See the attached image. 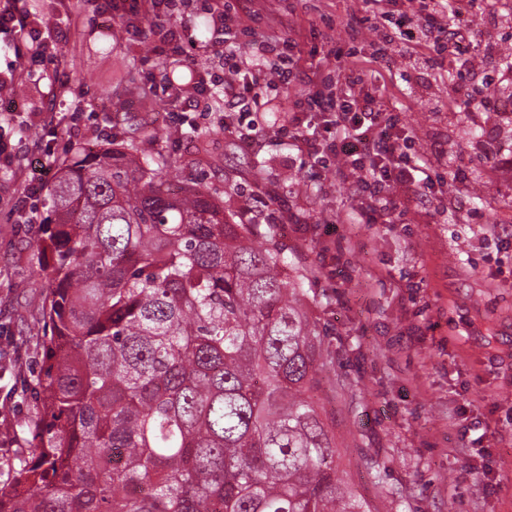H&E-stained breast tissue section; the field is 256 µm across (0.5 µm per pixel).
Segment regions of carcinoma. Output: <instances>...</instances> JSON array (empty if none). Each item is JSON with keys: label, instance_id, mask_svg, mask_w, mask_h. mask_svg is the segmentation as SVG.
Returning a JSON list of instances; mask_svg holds the SVG:
<instances>
[{"label": "carcinoma", "instance_id": "cac0c4a2", "mask_svg": "<svg viewBox=\"0 0 512 512\" xmlns=\"http://www.w3.org/2000/svg\"><path fill=\"white\" fill-rule=\"evenodd\" d=\"M115 128L49 189L42 427L0 512H377L336 475L307 275L209 190L170 191L159 132Z\"/></svg>", "mask_w": 512, "mask_h": 512}]
</instances>
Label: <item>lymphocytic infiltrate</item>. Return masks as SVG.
Segmentation results:
<instances>
[{
    "mask_svg": "<svg viewBox=\"0 0 512 512\" xmlns=\"http://www.w3.org/2000/svg\"><path fill=\"white\" fill-rule=\"evenodd\" d=\"M447 15L448 0H434L426 16V37L435 47H456L454 64L471 67L472 60L464 47L475 40L478 28L447 22ZM210 19L214 29L225 34L224 52L228 58L225 94L245 101L259 68L268 72L271 86L290 83L299 64L298 38L270 34L265 40L253 43L250 59L243 60L236 52L242 21L231 0H215L210 7ZM42 28V20L26 8L24 0H0V34L18 39L36 60L52 56L56 49L55 44L41 38ZM307 79L315 90L300 99L297 106L303 112L319 116L322 124L307 125L298 131L297 140L316 166L327 167L335 158L346 161L359 173L354 184L357 195L374 201V212L379 218H392L401 203L389 197L390 182L417 185L419 171L418 164L400 146L402 132L397 117L382 116L357 98L337 96L330 86L324 85L319 72H311ZM324 132L332 136L326 145L320 142Z\"/></svg>",
    "mask_w": 512,
    "mask_h": 512,
    "instance_id": "lymphocytic-infiltrate-1",
    "label": "lymphocytic infiltrate"
}]
</instances>
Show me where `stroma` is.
<instances>
[{
  "label": "stroma",
  "mask_w": 512,
  "mask_h": 512,
  "mask_svg": "<svg viewBox=\"0 0 512 512\" xmlns=\"http://www.w3.org/2000/svg\"><path fill=\"white\" fill-rule=\"evenodd\" d=\"M117 2L101 12L97 0H30L45 23L75 20L45 61L0 39V72L18 74L0 91V113L16 114L0 125V145L18 157L0 166V485L37 444L34 387L48 334L43 226L25 223L12 201L39 178L44 152L61 161L77 146L108 147L119 98L181 160L173 185L207 187L236 221L274 225L292 268L315 270L306 303L333 356L315 395L336 423L339 477L378 512H512V111L476 107L489 94L512 103L500 60L512 45V0H475L482 37L468 69L419 66L396 45L377 61L384 30L364 0H264L250 20L260 34L270 16L287 15L302 32L303 66L335 78L339 95L398 115L431 183L389 224L362 215L349 189L355 171L336 159L313 166L280 133L306 86L255 87L252 168L229 155L238 114L222 87L170 102L178 76L224 69L211 0H187L177 14L187 32L175 51L160 50L162 28L132 27L130 0ZM348 68L358 85L345 82ZM199 130L210 133L202 157Z\"/></svg>",
  "instance_id": "1"
}]
</instances>
